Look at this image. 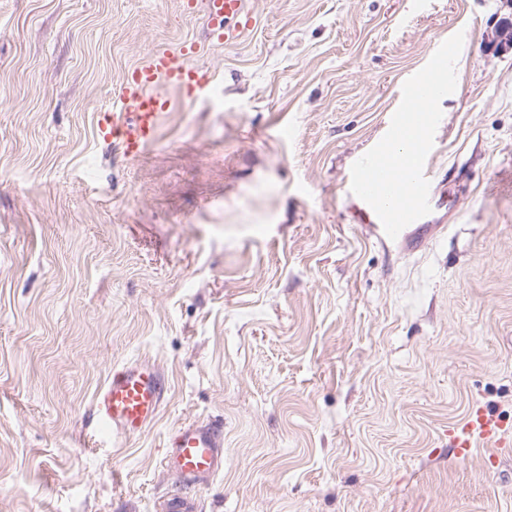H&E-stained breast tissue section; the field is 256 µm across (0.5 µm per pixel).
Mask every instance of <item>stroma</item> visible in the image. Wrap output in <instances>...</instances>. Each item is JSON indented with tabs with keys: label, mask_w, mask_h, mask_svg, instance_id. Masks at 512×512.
Instances as JSON below:
<instances>
[{
	"label": "stroma",
	"mask_w": 512,
	"mask_h": 512,
	"mask_svg": "<svg viewBox=\"0 0 512 512\" xmlns=\"http://www.w3.org/2000/svg\"><path fill=\"white\" fill-rule=\"evenodd\" d=\"M224 46L181 0H0V512H158L179 426L224 425L197 512H512V0H245ZM431 233L354 223L346 182L443 41ZM196 44L215 96L131 158L98 133L128 69ZM168 380L103 439L114 368ZM165 393V379L153 363L124 364L112 372L97 394L98 421L112 436L140 434L157 420ZM478 442L492 449L488 460L497 464L499 454L512 447L511 420L493 410L476 407L461 423L448 428V446L456 459L469 457Z\"/></svg>",
	"instance_id": "1"
}]
</instances>
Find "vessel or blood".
Masks as SVG:
<instances>
[{
	"instance_id": "1",
	"label": "vessel or blood",
	"mask_w": 512,
	"mask_h": 512,
	"mask_svg": "<svg viewBox=\"0 0 512 512\" xmlns=\"http://www.w3.org/2000/svg\"><path fill=\"white\" fill-rule=\"evenodd\" d=\"M243 3L244 0H202L217 42H229L239 30L251 26L252 18ZM195 51L192 44L176 52L157 51L145 64L129 69L121 84L118 106L99 121L101 132L119 141L129 156L136 157L154 143L161 119L171 106L170 100L160 94V87L187 91L192 101L210 97L214 92L212 76L189 63ZM454 53V44L443 43L407 85L404 108L388 125L385 147L363 156L347 183V202L355 219L368 225L381 242L394 240L409 225L419 223L436 194L428 170L426 137L434 117L426 105L443 83ZM409 126L418 129L419 136L405 157L390 164L385 148L400 141ZM165 393V379L153 363L124 364L113 371L97 394L98 421L112 436L142 433L157 420ZM481 442L491 450L490 462H497L500 454L512 447V421L477 407L448 429V446L456 459L469 457ZM163 465L177 477L183 490L165 498L160 504L161 512H195L190 489L208 483L224 469L223 426L210 421L180 426L170 440Z\"/></svg>"
}]
</instances>
